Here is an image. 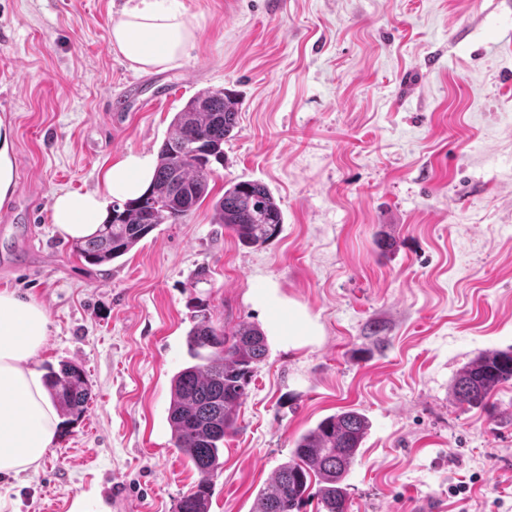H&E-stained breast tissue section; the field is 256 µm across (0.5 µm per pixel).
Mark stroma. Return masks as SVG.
<instances>
[{"mask_svg":"<svg viewBox=\"0 0 512 512\" xmlns=\"http://www.w3.org/2000/svg\"><path fill=\"white\" fill-rule=\"evenodd\" d=\"M127 4L0 0L16 181L0 289L49 312L37 369L76 362L93 395L36 476L0 479V512H176L199 475L172 440L171 383L202 302L268 341L210 512H252L296 439L345 409L370 424L348 512H512V381L484 406L450 392L472 359L512 347V0H177L195 46L148 73L110 42ZM205 88L239 102L214 197L266 185L277 236L240 243L208 200L86 263L49 220L53 195L99 189L127 152L157 155ZM264 288L282 311L257 304ZM292 308L320 335L272 333Z\"/></svg>","mask_w":512,"mask_h":512,"instance_id":"35a3bbf8","label":"stroma"}]
</instances>
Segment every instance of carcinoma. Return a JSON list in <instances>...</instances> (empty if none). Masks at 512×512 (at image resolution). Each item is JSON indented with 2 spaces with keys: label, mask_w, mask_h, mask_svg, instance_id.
<instances>
[{
  "label": "carcinoma",
  "mask_w": 512,
  "mask_h": 512,
  "mask_svg": "<svg viewBox=\"0 0 512 512\" xmlns=\"http://www.w3.org/2000/svg\"><path fill=\"white\" fill-rule=\"evenodd\" d=\"M238 101L222 89H204L175 113L172 132L160 147L148 197L114 200L92 237L73 250L93 265L109 263L135 247L160 224H180L210 195L214 164L224 162V141L237 127ZM214 223L239 242L261 245L284 223L265 185L231 182L214 204ZM196 363L172 379L168 422L174 446L200 475L178 502L177 512H209L212 477L222 468L224 438L237 431L238 412L248 396L255 366L268 352L265 333L241 322L231 329L214 321L208 305L197 306L187 333ZM512 380V349L489 351L466 364L451 392L456 402L481 406ZM48 390L60 412L77 421L92 399L85 371L72 361L49 368ZM365 415L346 410L329 415L298 437L288 461L273 474L252 512H302L315 497L322 512H348L344 481L368 433Z\"/></svg>",
  "instance_id": "1"
}]
</instances>
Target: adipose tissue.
Returning a JSON list of instances; mask_svg holds the SVG:
<instances>
[{
    "instance_id": "1",
    "label": "adipose tissue",
    "mask_w": 512,
    "mask_h": 512,
    "mask_svg": "<svg viewBox=\"0 0 512 512\" xmlns=\"http://www.w3.org/2000/svg\"><path fill=\"white\" fill-rule=\"evenodd\" d=\"M110 35L139 71L171 67L187 56L195 38L171 0H133L113 22ZM153 173L149 155L127 153L101 171L102 191L56 193L50 221L62 240L90 237L103 216L104 195L137 197ZM48 324L41 302L0 290V478L35 471L57 436L60 414L34 365L48 342Z\"/></svg>"
}]
</instances>
